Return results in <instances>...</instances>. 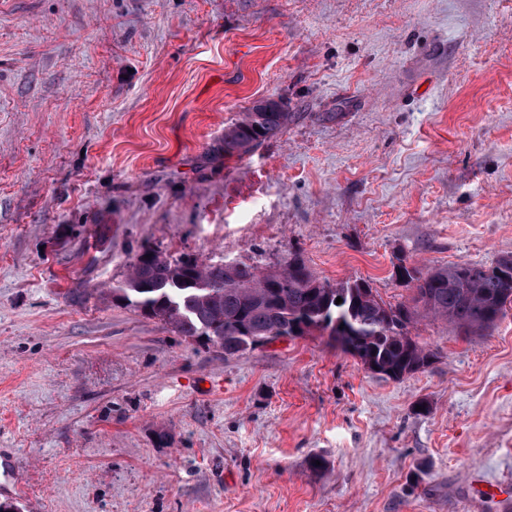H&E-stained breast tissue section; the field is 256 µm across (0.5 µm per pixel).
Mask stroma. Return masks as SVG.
<instances>
[{
	"label": "stroma",
	"mask_w": 512,
	"mask_h": 512,
	"mask_svg": "<svg viewBox=\"0 0 512 512\" xmlns=\"http://www.w3.org/2000/svg\"><path fill=\"white\" fill-rule=\"evenodd\" d=\"M293 118L212 159L260 98ZM368 280L512 254V0H0V459L20 512H512V310L394 381L113 301L143 250ZM429 411L417 413L419 401Z\"/></svg>",
	"instance_id": "obj_1"
}]
</instances>
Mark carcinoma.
Segmentation results:
<instances>
[{"label": "carcinoma", "instance_id": "obj_1", "mask_svg": "<svg viewBox=\"0 0 512 512\" xmlns=\"http://www.w3.org/2000/svg\"><path fill=\"white\" fill-rule=\"evenodd\" d=\"M291 118L285 109L246 112L224 129V141L214 152L250 154L282 132ZM406 275L402 284L414 287L411 302L392 306L373 293L368 281L331 283L294 255L277 268L260 271L152 252L133 260L126 280L112 288V298L165 322L180 336L221 348L226 356L279 337L318 334L334 342L336 324H347L361 359L390 379L434 357L410 336L409 326L418 316L477 333L494 327L512 304V271L497 263H455L426 271L412 265Z\"/></svg>", "mask_w": 512, "mask_h": 512}]
</instances>
